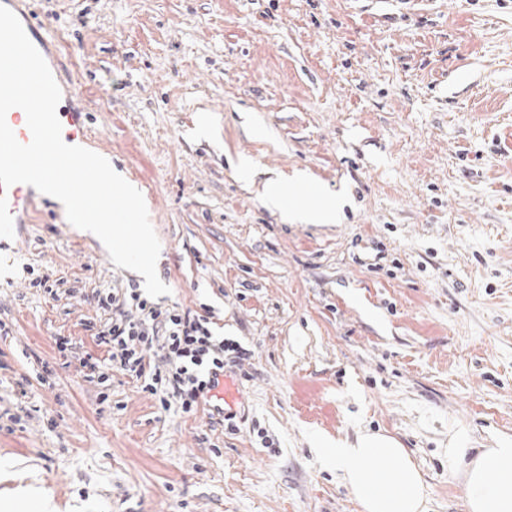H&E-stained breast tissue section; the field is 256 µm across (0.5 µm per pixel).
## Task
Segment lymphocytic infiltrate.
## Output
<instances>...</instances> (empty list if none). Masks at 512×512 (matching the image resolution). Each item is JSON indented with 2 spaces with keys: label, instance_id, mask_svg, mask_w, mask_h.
I'll return each instance as SVG.
<instances>
[{
  "label": "lymphocytic infiltrate",
  "instance_id": "lymphocytic-infiltrate-1",
  "mask_svg": "<svg viewBox=\"0 0 512 512\" xmlns=\"http://www.w3.org/2000/svg\"><path fill=\"white\" fill-rule=\"evenodd\" d=\"M88 299L105 318L85 325L100 350L80 360L86 380L103 384L110 371H119L139 381L162 410L197 414L219 375L242 369L254 356L217 333L209 308L162 304L132 282L93 290Z\"/></svg>",
  "mask_w": 512,
  "mask_h": 512
}]
</instances>
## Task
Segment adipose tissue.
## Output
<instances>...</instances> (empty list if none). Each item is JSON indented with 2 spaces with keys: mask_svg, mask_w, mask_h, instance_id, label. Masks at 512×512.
I'll use <instances>...</instances> for the list:
<instances>
[{
  "mask_svg": "<svg viewBox=\"0 0 512 512\" xmlns=\"http://www.w3.org/2000/svg\"><path fill=\"white\" fill-rule=\"evenodd\" d=\"M326 455L364 512H424L422 477L394 439L363 434ZM448 467L464 472L469 512H512V447L488 448L473 459L467 449L452 448Z\"/></svg>",
  "mask_w": 512,
  "mask_h": 512,
  "instance_id": "1",
  "label": "adipose tissue"
}]
</instances>
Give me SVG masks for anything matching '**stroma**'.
Instances as JSON below:
<instances>
[{
  "label": "stroma",
  "mask_w": 512,
  "mask_h": 512,
  "mask_svg": "<svg viewBox=\"0 0 512 512\" xmlns=\"http://www.w3.org/2000/svg\"><path fill=\"white\" fill-rule=\"evenodd\" d=\"M33 8L144 196L166 303L207 305L254 359L233 434L86 381L82 295L134 273L43 207L0 244V416L30 412L0 429V512H362L318 444L365 432L405 449L427 512H468L450 444L512 446V0ZM270 180L335 222L267 206Z\"/></svg>",
  "instance_id": "stroma-1"
}]
</instances>
